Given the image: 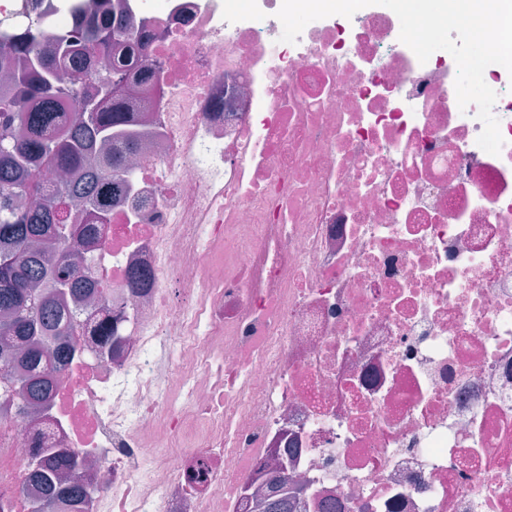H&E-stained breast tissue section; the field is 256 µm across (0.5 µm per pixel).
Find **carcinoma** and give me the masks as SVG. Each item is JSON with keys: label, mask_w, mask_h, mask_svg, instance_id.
<instances>
[{"label": "carcinoma", "mask_w": 512, "mask_h": 512, "mask_svg": "<svg viewBox=\"0 0 512 512\" xmlns=\"http://www.w3.org/2000/svg\"><path fill=\"white\" fill-rule=\"evenodd\" d=\"M85 56L98 58V68L64 81ZM0 71L12 85L0 93V406L26 413L46 407L74 336L97 353L112 349L108 304L82 323L64 310L81 293L101 299L80 251L98 228L79 216L106 212L122 191L121 170L140 138L125 113L145 107L123 95L132 79H154L156 68L143 32L103 18L87 36L48 38L37 21L1 32ZM38 166L78 180L37 179ZM84 467L71 450L43 449L30 464L39 496L24 499L27 512H77L97 494L81 480Z\"/></svg>", "instance_id": "obj_1"}]
</instances>
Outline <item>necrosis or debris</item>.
<instances>
[{
    "label": "necrosis or debris",
    "instance_id": "obj_1",
    "mask_svg": "<svg viewBox=\"0 0 512 512\" xmlns=\"http://www.w3.org/2000/svg\"><path fill=\"white\" fill-rule=\"evenodd\" d=\"M281 5L0 0L4 32L145 27L161 72L85 241L112 352L0 417V471L24 485L47 429L88 457L84 512H512V75L484 71L494 156L391 9L289 44Z\"/></svg>",
    "mask_w": 512,
    "mask_h": 512
}]
</instances>
